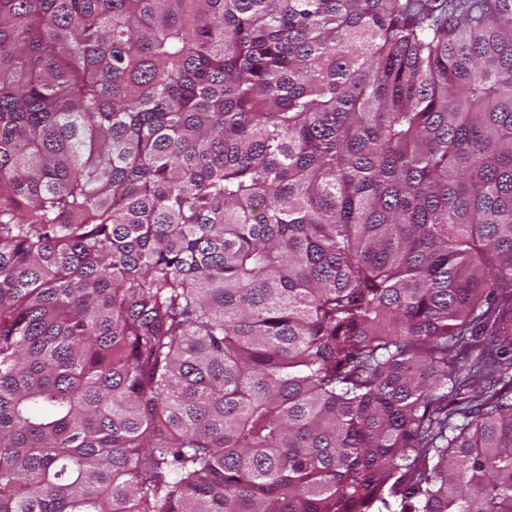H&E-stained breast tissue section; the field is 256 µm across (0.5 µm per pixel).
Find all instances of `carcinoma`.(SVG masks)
I'll return each instance as SVG.
<instances>
[{
  "instance_id": "1",
  "label": "carcinoma",
  "mask_w": 512,
  "mask_h": 512,
  "mask_svg": "<svg viewBox=\"0 0 512 512\" xmlns=\"http://www.w3.org/2000/svg\"><path fill=\"white\" fill-rule=\"evenodd\" d=\"M0 512H512V0H0Z\"/></svg>"
}]
</instances>
